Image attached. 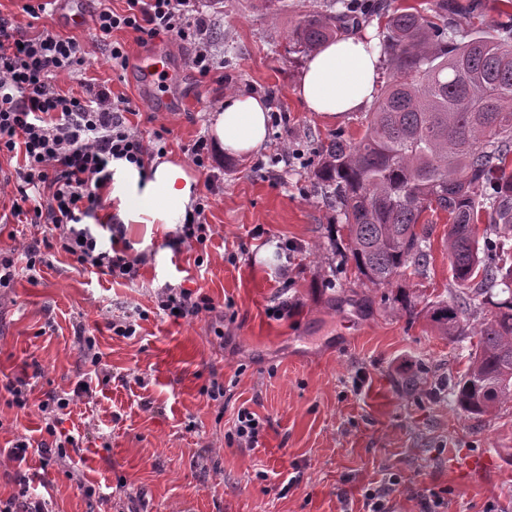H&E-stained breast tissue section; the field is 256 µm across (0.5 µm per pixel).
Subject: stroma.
<instances>
[{
	"mask_svg": "<svg viewBox=\"0 0 512 512\" xmlns=\"http://www.w3.org/2000/svg\"><path fill=\"white\" fill-rule=\"evenodd\" d=\"M257 2L196 0L222 69L206 77L192 63L193 41L140 43L124 29L102 41L92 26L52 16L56 32L86 49L58 89L79 97L88 85L108 88L128 102V123L146 143L164 138L168 157L188 160L229 93L264 100L270 128L257 154H212L191 167L203 243L178 244L159 224L91 218L103 248L139 258L131 279L86 270L44 226L19 223L15 163L0 157V257L16 265L0 288V499L41 498L51 512H363L365 490L388 475L391 512H512V404L481 417L458 406L454 385L473 341L442 336L423 313L457 295L446 214L434 218L425 274L397 290L358 279L343 256L347 231L308 162L336 132L359 138L366 114L307 111L294 93L306 57L288 45L325 0H278L272 13ZM117 42L128 56L118 71ZM153 52L169 71L147 85L139 60ZM212 172L220 182L211 192ZM35 239L30 260L22 247ZM168 288L206 294L215 309L168 317L158 307ZM401 289L413 312L402 310ZM119 321L134 334H116ZM20 379L23 408L8 391ZM82 379L90 392L74 396ZM216 383L224 396L215 401ZM54 396L70 401L58 432L77 441L59 453L41 408ZM242 408L263 423L257 447L228 440ZM21 441L19 466L10 451ZM467 458L487 470L463 468Z\"/></svg>",
	"mask_w": 512,
	"mask_h": 512,
	"instance_id": "35a3bbf8",
	"label": "stroma"
}]
</instances>
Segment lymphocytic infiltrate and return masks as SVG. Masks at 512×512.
<instances>
[{
    "instance_id": "1",
    "label": "lymphocytic infiltrate",
    "mask_w": 512,
    "mask_h": 512,
    "mask_svg": "<svg viewBox=\"0 0 512 512\" xmlns=\"http://www.w3.org/2000/svg\"><path fill=\"white\" fill-rule=\"evenodd\" d=\"M116 29L141 41L197 36L192 63L205 77L214 70L210 44L201 38L204 22L191 14L190 0H127L121 14L100 5L96 38L107 39ZM84 61L77 40L49 26L27 36L0 16V155L23 159L14 169V215L32 210L33 223L52 225L63 251L80 264L131 277L137 259L99 249L84 219L99 202L98 187L110 181L113 161L143 164L148 148L108 91L91 87L81 100L60 93L55 78Z\"/></svg>"
}]
</instances>
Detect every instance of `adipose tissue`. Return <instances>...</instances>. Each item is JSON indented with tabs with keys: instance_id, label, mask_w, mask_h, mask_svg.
<instances>
[{
	"instance_id": "1",
	"label": "adipose tissue",
	"mask_w": 512,
	"mask_h": 512,
	"mask_svg": "<svg viewBox=\"0 0 512 512\" xmlns=\"http://www.w3.org/2000/svg\"><path fill=\"white\" fill-rule=\"evenodd\" d=\"M381 46L372 36H340L308 57L295 87L306 109L326 116L361 110L371 102L381 77ZM268 109L258 97L229 94L211 116L213 144L231 157L250 156L264 146ZM112 203L104 221L123 224L185 223L192 213L198 187L180 160H152L145 167L125 160L112 163L107 187Z\"/></svg>"
}]
</instances>
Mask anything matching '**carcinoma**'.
<instances>
[{"label": "carcinoma", "instance_id": "obj_1", "mask_svg": "<svg viewBox=\"0 0 512 512\" xmlns=\"http://www.w3.org/2000/svg\"><path fill=\"white\" fill-rule=\"evenodd\" d=\"M340 2L334 15L312 11L297 22L288 35L294 51L313 52L356 20L355 5ZM428 10L387 11L380 36L391 77L359 140L338 132L314 152L313 176L344 219L347 259L377 288L425 270L430 244L420 220L448 214L443 246L463 295L430 303L427 317L443 336L478 337L455 388L461 408L483 416L512 403V257L490 238L512 231V26L460 40L470 12L458 0H431ZM497 288L498 311L470 324L465 311Z\"/></svg>", "mask_w": 512, "mask_h": 512}]
</instances>
